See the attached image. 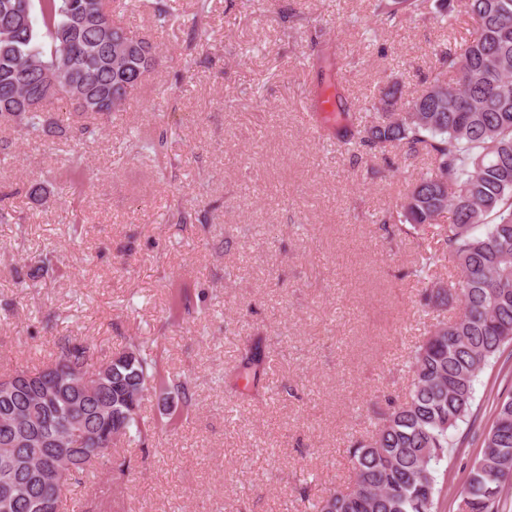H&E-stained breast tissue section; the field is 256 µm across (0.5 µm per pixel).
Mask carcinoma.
Listing matches in <instances>:
<instances>
[{
  "mask_svg": "<svg viewBox=\"0 0 512 512\" xmlns=\"http://www.w3.org/2000/svg\"><path fill=\"white\" fill-rule=\"evenodd\" d=\"M373 2L378 20L392 27L431 14L449 19L456 10L451 0H437L433 9L429 0ZM459 2L472 20L469 36L438 57L436 73L408 111L394 110L400 87L392 85L366 124L342 108L319 118L326 140L430 158L429 171L382 223L406 236L436 227L441 247L419 251L409 276L422 285L424 307L455 305L458 313L434 318L410 351L405 393L389 400L371 434L350 446L351 486L312 504L316 512H436L452 431L472 415L481 372L512 342V0ZM196 4L181 22L166 0H155L160 24L187 27V69L207 35V0ZM162 62L156 45L115 21L112 0H0V123H14L31 139L65 132L47 110L55 100L83 118L74 137L97 136L98 121L121 111ZM167 138L166 130L136 135L130 149L159 155ZM445 213L449 222L438 223ZM445 262L456 271L449 283L437 276ZM56 270L47 251L17 284L35 288ZM93 354L94 346L68 338L43 368L0 372L13 381L0 390V512H61L55 478L64 475L70 485L96 475L108 453L101 432L114 422L122 436L112 446H148L154 427L135 398L158 386L146 342L130 339L91 371ZM266 358L262 338L246 340L238 365L224 372V389L251 398L268 394ZM169 388L191 406L188 381L174 379ZM511 478L512 396L497 404L460 512H497Z\"/></svg>",
  "mask_w": 512,
  "mask_h": 512,
  "instance_id": "carcinoma-1",
  "label": "carcinoma"
}]
</instances>
